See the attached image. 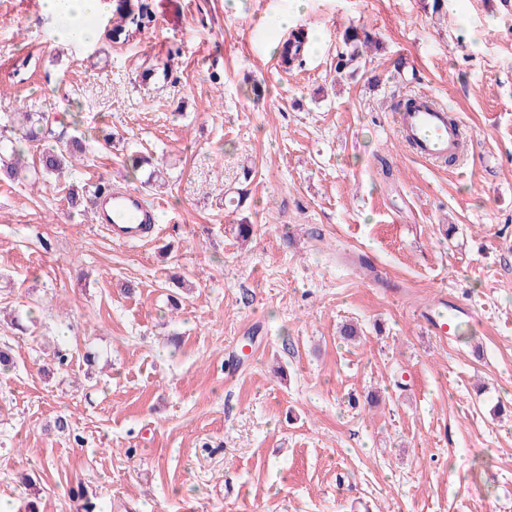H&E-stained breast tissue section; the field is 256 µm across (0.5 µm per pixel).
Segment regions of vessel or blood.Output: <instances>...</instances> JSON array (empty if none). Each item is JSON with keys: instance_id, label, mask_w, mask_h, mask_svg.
I'll return each instance as SVG.
<instances>
[{"instance_id": "obj_1", "label": "vessel or blood", "mask_w": 512, "mask_h": 512, "mask_svg": "<svg viewBox=\"0 0 512 512\" xmlns=\"http://www.w3.org/2000/svg\"><path fill=\"white\" fill-rule=\"evenodd\" d=\"M401 136L419 158L435 163L446 162L458 154L463 137L460 124L450 123L448 110L429 96L411 95L395 113ZM95 221L119 243L142 240L153 232L156 212L133 191L114 192L97 200Z\"/></svg>"}]
</instances>
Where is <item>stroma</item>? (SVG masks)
Instances as JSON below:
<instances>
[{
  "label": "stroma",
  "instance_id": "stroma-1",
  "mask_svg": "<svg viewBox=\"0 0 512 512\" xmlns=\"http://www.w3.org/2000/svg\"><path fill=\"white\" fill-rule=\"evenodd\" d=\"M143 1L136 39L107 14L75 43L42 0H0V116L115 135L64 177L0 181V502L512 512V0L111 5ZM352 28L379 45L341 77ZM297 31L316 48L278 66ZM418 92L473 136L460 161L400 140L390 103ZM100 181L157 208L149 240L69 209ZM443 293L468 310L445 342L421 317Z\"/></svg>",
  "mask_w": 512,
  "mask_h": 512
}]
</instances>
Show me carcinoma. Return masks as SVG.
<instances>
[{
  "instance_id": "carcinoma-1",
  "label": "carcinoma",
  "mask_w": 512,
  "mask_h": 512,
  "mask_svg": "<svg viewBox=\"0 0 512 512\" xmlns=\"http://www.w3.org/2000/svg\"><path fill=\"white\" fill-rule=\"evenodd\" d=\"M152 22L148 4L138 6L136 13L120 11L113 20V30L125 38H132ZM350 50L340 60L339 67H348L362 56V48L372 45L369 34L359 38L357 33L347 36ZM43 143L39 156L41 173L61 176L86 153L88 139L74 137L69 141L54 130V120L45 112H15L0 123V178L20 180L29 167L25 153L33 143Z\"/></svg>"
}]
</instances>
